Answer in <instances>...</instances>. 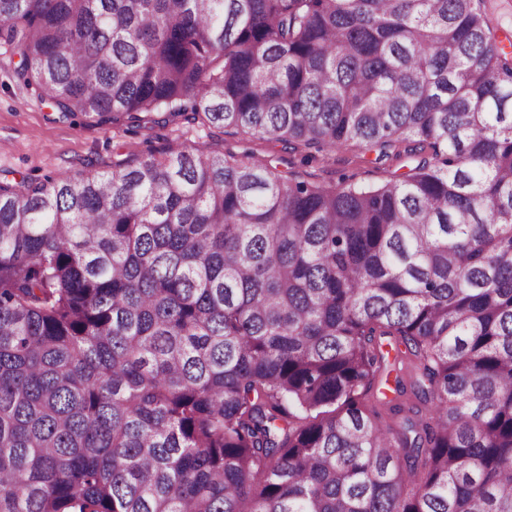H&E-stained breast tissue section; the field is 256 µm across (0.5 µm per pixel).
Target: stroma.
I'll use <instances>...</instances> for the list:
<instances>
[{
	"mask_svg": "<svg viewBox=\"0 0 512 512\" xmlns=\"http://www.w3.org/2000/svg\"><path fill=\"white\" fill-rule=\"evenodd\" d=\"M18 64L19 57L11 47L0 44V176L11 181L24 177L39 181L48 175L73 174L90 168L108 170L113 160L130 154L160 152L175 140L188 148L205 151L238 153L247 149L271 159L279 170L317 184L338 186L347 180L377 185L386 181L394 169L390 163L378 168L360 162L353 148L337 151L325 160H306L278 142L257 141L183 120L142 128L101 125L80 116L61 121L48 101L18 81Z\"/></svg>",
	"mask_w": 512,
	"mask_h": 512,
	"instance_id": "35a3bbf8",
	"label": "stroma"
}]
</instances>
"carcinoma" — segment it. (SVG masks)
Instances as JSON below:
<instances>
[{
  "instance_id": "carcinoma-1",
  "label": "carcinoma",
  "mask_w": 512,
  "mask_h": 512,
  "mask_svg": "<svg viewBox=\"0 0 512 512\" xmlns=\"http://www.w3.org/2000/svg\"><path fill=\"white\" fill-rule=\"evenodd\" d=\"M63 116L169 146L0 181V512H512V33L488 0H0ZM405 356L420 407L366 394Z\"/></svg>"
}]
</instances>
